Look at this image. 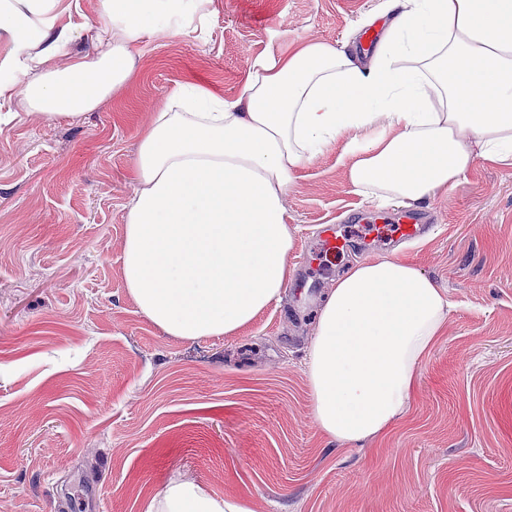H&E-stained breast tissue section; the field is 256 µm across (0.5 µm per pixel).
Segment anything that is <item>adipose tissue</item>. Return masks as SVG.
Returning a JSON list of instances; mask_svg holds the SVG:
<instances>
[{
	"mask_svg": "<svg viewBox=\"0 0 512 512\" xmlns=\"http://www.w3.org/2000/svg\"><path fill=\"white\" fill-rule=\"evenodd\" d=\"M94 63L69 56L63 0H0V101L79 118L121 92L147 38L191 36L211 0H97ZM396 17L371 61L348 44H295L255 60L232 99L192 83L166 93L140 132L126 206L123 276L139 310L184 339L233 336L293 280L287 198L328 152L365 198L416 204L475 162L512 168V0H384ZM452 308L414 265L357 260L319 310L308 373L321 432L353 442L406 411ZM146 512H249L175 481Z\"/></svg>",
	"mask_w": 512,
	"mask_h": 512,
	"instance_id": "obj_1",
	"label": "adipose tissue"
}]
</instances>
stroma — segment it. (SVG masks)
<instances>
[{
  "instance_id": "stroma-1",
  "label": "stroma",
  "mask_w": 512,
  "mask_h": 512,
  "mask_svg": "<svg viewBox=\"0 0 512 512\" xmlns=\"http://www.w3.org/2000/svg\"><path fill=\"white\" fill-rule=\"evenodd\" d=\"M94 58L97 0H66ZM381 0H213L207 25L145 40L137 74L86 116L0 106V512H73L92 483L104 512H145L189 479L250 512H512V169L476 165L419 204L414 244L370 240L371 203L335 153L287 198L294 280L235 336L185 340L142 314L122 276L137 136L168 88L231 98L253 60L338 44ZM349 245L319 265L323 225ZM397 255L453 307L407 411L341 444L311 411L307 358L322 301L358 257Z\"/></svg>"
}]
</instances>
